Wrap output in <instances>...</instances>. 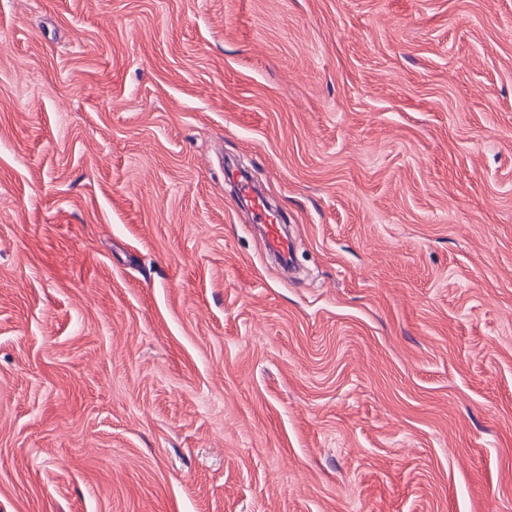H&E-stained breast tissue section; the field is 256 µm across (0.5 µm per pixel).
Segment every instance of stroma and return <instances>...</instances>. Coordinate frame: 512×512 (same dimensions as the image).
I'll return each instance as SVG.
<instances>
[{
    "label": "stroma",
    "mask_w": 512,
    "mask_h": 512,
    "mask_svg": "<svg viewBox=\"0 0 512 512\" xmlns=\"http://www.w3.org/2000/svg\"><path fill=\"white\" fill-rule=\"evenodd\" d=\"M0 512H512V0H0ZM253 221L263 224L265 232V248L268 252L281 256L290 255L292 241L282 230L279 216L270 210L259 196L252 197Z\"/></svg>",
    "instance_id": "stroma-1"
}]
</instances>
